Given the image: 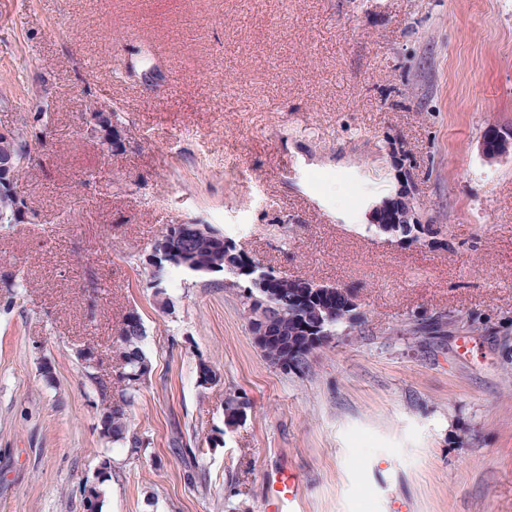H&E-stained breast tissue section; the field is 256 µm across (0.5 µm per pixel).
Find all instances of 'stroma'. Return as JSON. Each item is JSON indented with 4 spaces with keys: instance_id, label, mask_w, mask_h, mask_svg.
<instances>
[{
    "instance_id": "stroma-1",
    "label": "stroma",
    "mask_w": 512,
    "mask_h": 512,
    "mask_svg": "<svg viewBox=\"0 0 512 512\" xmlns=\"http://www.w3.org/2000/svg\"><path fill=\"white\" fill-rule=\"evenodd\" d=\"M143 43L161 86L113 70ZM104 106L116 155L84 130ZM41 107L21 188L42 221L0 227L27 285L0 301V512H86L106 458L99 512H261L284 466L298 512H512V154L481 153L512 129V0H0V128ZM402 187L434 242L368 231ZM189 223L353 290L360 320L272 364L224 273L155 286V241ZM132 310L137 450L102 437L81 356L109 373ZM94 112L107 113L104 118V122L107 128H109V136L103 140H96H98L102 146H106L108 152H111L114 155L118 154L124 148V141L122 139L121 130L119 128V125H121L122 122L120 121L118 114L114 110L106 112L104 110L97 109ZM481 152L488 162H495L512 153V130L502 127L486 129L481 142ZM99 479L96 480V483L90 484L89 486L85 485L83 488V496L86 499V503L88 505H92L94 511H98V503L101 498V491L99 490V485L104 483L108 477H111L112 466L109 459H103L101 462V467L99 469Z\"/></svg>"
}]
</instances>
